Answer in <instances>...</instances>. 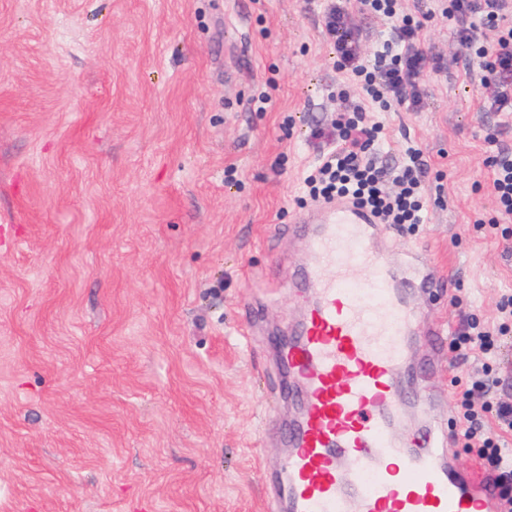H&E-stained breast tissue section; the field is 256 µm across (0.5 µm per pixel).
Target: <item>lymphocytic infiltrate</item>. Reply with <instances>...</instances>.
I'll return each instance as SVG.
<instances>
[{
  "instance_id": "1",
  "label": "lymphocytic infiltrate",
  "mask_w": 512,
  "mask_h": 512,
  "mask_svg": "<svg viewBox=\"0 0 512 512\" xmlns=\"http://www.w3.org/2000/svg\"><path fill=\"white\" fill-rule=\"evenodd\" d=\"M372 14L389 24L386 39L374 47L371 61H364L358 35L350 26L348 0H330L324 27L336 50L338 73L359 82L363 95L354 99L340 95L336 119L328 130H317L322 161L305 180L310 196L324 200L350 199L370 210L383 224L422 223L428 201L427 165L422 151L403 149L397 163L380 161L376 152L386 134L381 124L368 121V108L385 112L404 107L417 112L422 99L419 86L429 70L423 36L429 22L448 24L459 46L467 73L478 76V88H490L494 96L491 111L512 112V0H451L440 10L405 12L399 0H362ZM495 31L494 39L483 36ZM494 151L486 166L492 180L497 211L493 226L512 222V152L497 148L495 135H487ZM395 191H388V184ZM497 330L470 324L453 338L462 358L472 354H495L498 337L512 333V296L500 303ZM501 378L488 366H481L466 380L458 382L455 401L459 439L475 446L481 465L497 476L503 491L499 512H512V448L505 436L512 432V404L501 401L497 391Z\"/></svg>"
}]
</instances>
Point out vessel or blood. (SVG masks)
Returning <instances> with one entry per match:
<instances>
[{
    "label": "vessel or blood",
    "instance_id": "obj_1",
    "mask_svg": "<svg viewBox=\"0 0 512 512\" xmlns=\"http://www.w3.org/2000/svg\"><path fill=\"white\" fill-rule=\"evenodd\" d=\"M297 222L311 262L293 272L306 311L288 330L284 358L302 408L273 480L288 512H494L493 478L460 468L453 434L394 433L410 403L436 400L429 378L444 364L448 333L394 281L428 294L446 287L444 275L421 252L395 273L382 249L386 228L349 200L317 205Z\"/></svg>",
    "mask_w": 512,
    "mask_h": 512
}]
</instances>
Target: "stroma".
Returning a JSON list of instances; mask_svg holds the SVG:
<instances>
[{"mask_svg": "<svg viewBox=\"0 0 512 512\" xmlns=\"http://www.w3.org/2000/svg\"><path fill=\"white\" fill-rule=\"evenodd\" d=\"M323 3L0 0V512H270L296 410L272 348L304 308L289 227L312 130L361 93ZM426 47L422 110L371 117L383 159L423 152L434 199L389 258L453 276L427 301L456 331L512 294L485 141L512 149V123L446 26ZM472 368L434 375L431 421Z\"/></svg>", "mask_w": 512, "mask_h": 512, "instance_id": "stroma-1", "label": "stroma"}]
</instances>
